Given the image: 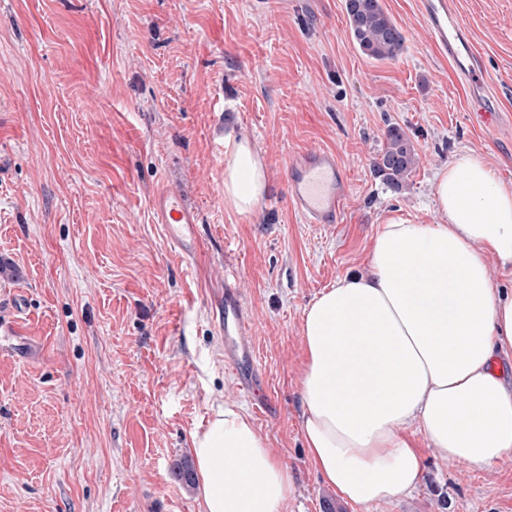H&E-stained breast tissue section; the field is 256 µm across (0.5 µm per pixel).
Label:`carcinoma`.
<instances>
[{
  "label": "carcinoma",
  "instance_id": "obj_1",
  "mask_svg": "<svg viewBox=\"0 0 512 512\" xmlns=\"http://www.w3.org/2000/svg\"><path fill=\"white\" fill-rule=\"evenodd\" d=\"M349 33L358 49L375 61L397 58L405 50V36L384 9L382 0H345ZM418 160L414 145L401 129L391 127L374 168L396 191L402 190Z\"/></svg>",
  "mask_w": 512,
  "mask_h": 512
}]
</instances>
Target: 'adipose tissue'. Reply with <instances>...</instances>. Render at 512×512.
Wrapping results in <instances>:
<instances>
[{"label": "adipose tissue", "instance_id": "1", "mask_svg": "<svg viewBox=\"0 0 512 512\" xmlns=\"http://www.w3.org/2000/svg\"><path fill=\"white\" fill-rule=\"evenodd\" d=\"M224 205L251 213L268 191L264 160L225 137ZM444 224L379 226L366 271L348 273L305 311L301 429L308 458L344 500L367 506L418 486L419 424L442 457L484 467L512 456V292L487 258L512 267V187L462 154L436 177ZM201 512H287L293 475L241 410L217 407L192 436Z\"/></svg>", "mask_w": 512, "mask_h": 512}]
</instances>
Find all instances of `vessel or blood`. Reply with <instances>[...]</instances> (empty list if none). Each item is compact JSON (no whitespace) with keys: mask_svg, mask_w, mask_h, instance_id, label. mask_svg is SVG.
<instances>
[{"mask_svg":"<svg viewBox=\"0 0 512 512\" xmlns=\"http://www.w3.org/2000/svg\"><path fill=\"white\" fill-rule=\"evenodd\" d=\"M421 20L439 52L448 58L467 84L473 99L482 101L485 114L495 112L484 78L483 60L476 51L466 26L460 21L451 0H417ZM288 198L304 220L310 224H335L342 215L347 195V174L328 150H307L290 154L286 167ZM158 223L167 228L170 240L186 248L195 238L192 216L172 195H162L153 204ZM218 312L217 330L224 338V363L235 372L254 366L255 354L249 336L250 318L243 306L241 293L233 284L214 300Z\"/></svg>","mask_w":512,"mask_h":512,"instance_id":"b4317fda","label":"vessel or blood"}]
</instances>
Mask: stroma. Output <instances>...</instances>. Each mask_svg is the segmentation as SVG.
<instances>
[{
  "mask_svg": "<svg viewBox=\"0 0 512 512\" xmlns=\"http://www.w3.org/2000/svg\"><path fill=\"white\" fill-rule=\"evenodd\" d=\"M483 58L484 119L441 58L417 0H383L407 42L374 61L344 0H0V512H199L173 463L217 404L242 409L294 477L288 512H512V458L477 468L424 451L411 494L360 507L310 465L301 433L306 307L362 269L380 224H442L437 174L458 154L512 185V0H455ZM418 153L407 187L373 163L388 125ZM248 138L269 189L224 206L216 129ZM327 149L350 188L340 223L288 200L285 159ZM197 219L190 259L155 223L154 194ZM239 274L260 413L224 364L211 296Z\"/></svg>",
  "mask_w": 512,
  "mask_h": 512,
  "instance_id": "1",
  "label": "stroma"
}]
</instances>
